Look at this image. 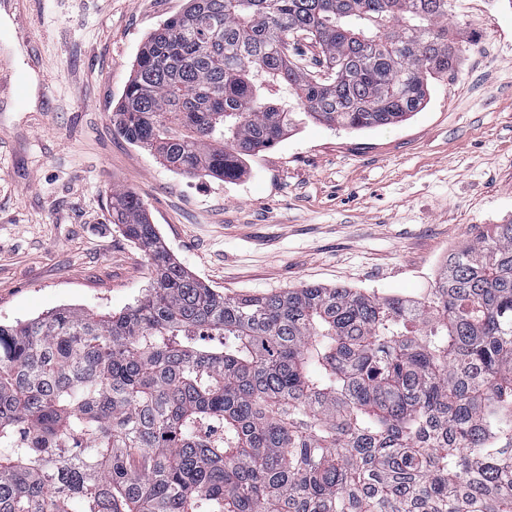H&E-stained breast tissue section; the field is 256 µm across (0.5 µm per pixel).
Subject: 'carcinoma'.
<instances>
[{"label":"carcinoma","mask_w":512,"mask_h":512,"mask_svg":"<svg viewBox=\"0 0 512 512\" xmlns=\"http://www.w3.org/2000/svg\"><path fill=\"white\" fill-rule=\"evenodd\" d=\"M454 0H187L147 37L115 131L237 179L311 118L403 122L454 74ZM154 277L122 311L0 324V512H512V221L421 298L227 295L134 192Z\"/></svg>","instance_id":"1"}]
</instances>
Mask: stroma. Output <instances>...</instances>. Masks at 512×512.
Returning <instances> with one entry per match:
<instances>
[{
	"label": "stroma",
	"mask_w": 512,
	"mask_h": 512,
	"mask_svg": "<svg viewBox=\"0 0 512 512\" xmlns=\"http://www.w3.org/2000/svg\"><path fill=\"white\" fill-rule=\"evenodd\" d=\"M186 0H7L0 7V321L123 309L152 278L113 224L137 193L171 257L210 287L316 283L417 296L448 254L512 221V0H455L477 36L454 77L395 125L308 120L233 182L193 178L123 139L112 113L147 36ZM53 77L50 92L14 78Z\"/></svg>",
	"instance_id": "35a3bbf8"
}]
</instances>
